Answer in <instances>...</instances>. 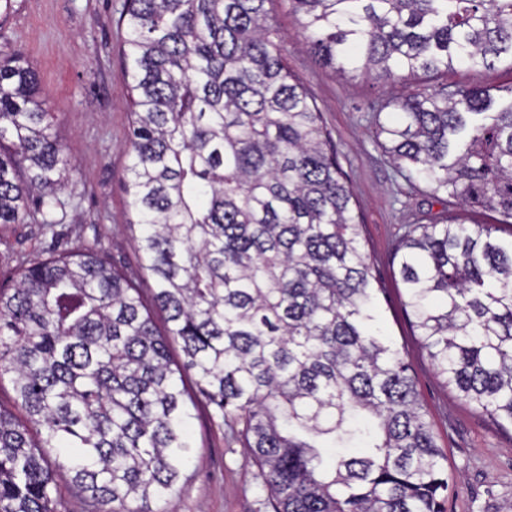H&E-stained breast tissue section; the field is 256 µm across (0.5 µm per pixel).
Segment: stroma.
<instances>
[{"mask_svg":"<svg viewBox=\"0 0 512 512\" xmlns=\"http://www.w3.org/2000/svg\"><path fill=\"white\" fill-rule=\"evenodd\" d=\"M126 0H11L0 13V53L16 54L37 71L67 147L76 183L65 196L66 215L55 234L36 224L0 225V289L12 287L22 265L73 247L93 250L108 264L140 271L137 226L131 225L124 185L130 165V91L124 76L118 20ZM288 65L315 99L338 151L361 217L360 243L380 289L381 317L409 362L434 431L458 478L441 499V512H512V429L498 428L456 397L439 377L415 335L395 256L397 229L428 223L438 213L426 195L397 172L376 145L368 116L381 100L410 90L404 82L335 78L312 56L288 0L277 6ZM450 88L512 84V63L457 69ZM196 397L194 456L176 495L153 501V512H271L260 471L241 441L211 418Z\"/></svg>","mask_w":512,"mask_h":512,"instance_id":"obj_1","label":"stroma"}]
</instances>
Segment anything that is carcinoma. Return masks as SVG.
<instances>
[{
	"label": "carcinoma",
	"mask_w": 512,
	"mask_h": 512,
	"mask_svg": "<svg viewBox=\"0 0 512 512\" xmlns=\"http://www.w3.org/2000/svg\"><path fill=\"white\" fill-rule=\"evenodd\" d=\"M275 0H128L126 194L136 277L75 249L0 292V512H58L54 469L108 512H154L192 462L193 397L249 448L272 512H440L448 457L396 343L321 112L288 67ZM340 78L415 86L372 115L399 172L443 206L400 227L419 336L457 396L512 425V86L448 89L512 60V0H289ZM34 68L0 55V224L48 231L73 193ZM488 211L495 224H469ZM180 346L182 362L170 357Z\"/></svg>",
	"instance_id": "1"
}]
</instances>
